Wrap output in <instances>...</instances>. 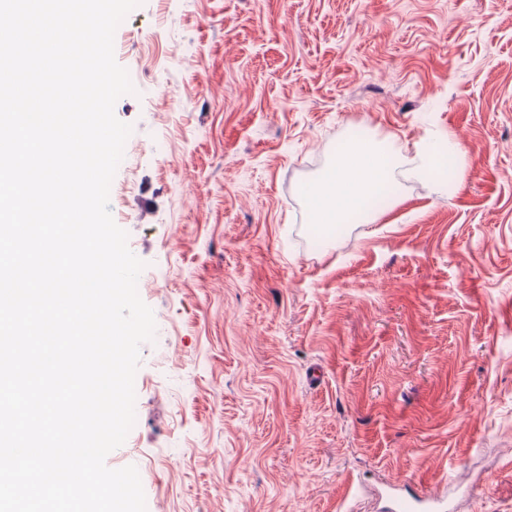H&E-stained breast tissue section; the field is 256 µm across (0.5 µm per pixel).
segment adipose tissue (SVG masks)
I'll list each match as a JSON object with an SVG mask.
<instances>
[{
    "label": "adipose tissue",
    "mask_w": 512,
    "mask_h": 512,
    "mask_svg": "<svg viewBox=\"0 0 512 512\" xmlns=\"http://www.w3.org/2000/svg\"><path fill=\"white\" fill-rule=\"evenodd\" d=\"M405 163L386 142L366 138L351 143L305 191L311 223L325 228L353 219L372 223V200L389 187L395 170Z\"/></svg>",
    "instance_id": "adipose-tissue-1"
}]
</instances>
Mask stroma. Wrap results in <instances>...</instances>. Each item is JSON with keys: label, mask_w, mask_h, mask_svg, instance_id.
I'll return each mask as SVG.
<instances>
[{"label": "stroma", "mask_w": 512, "mask_h": 512, "mask_svg": "<svg viewBox=\"0 0 512 512\" xmlns=\"http://www.w3.org/2000/svg\"><path fill=\"white\" fill-rule=\"evenodd\" d=\"M109 208L154 314L136 420L146 512H373L384 482L512 512V0H143ZM401 172L318 236L298 193L352 126Z\"/></svg>", "instance_id": "stroma-1"}]
</instances>
